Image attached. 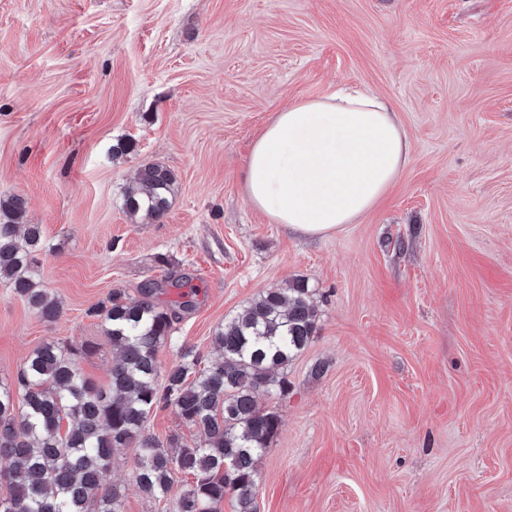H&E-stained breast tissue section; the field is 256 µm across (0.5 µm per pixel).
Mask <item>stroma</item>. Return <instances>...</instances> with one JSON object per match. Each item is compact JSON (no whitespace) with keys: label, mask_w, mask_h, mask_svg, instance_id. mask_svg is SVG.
Masks as SVG:
<instances>
[{"label":"stroma","mask_w":512,"mask_h":512,"mask_svg":"<svg viewBox=\"0 0 512 512\" xmlns=\"http://www.w3.org/2000/svg\"><path fill=\"white\" fill-rule=\"evenodd\" d=\"M357 86L389 100L410 161L358 223L297 238L251 208L254 140L282 107ZM133 152L113 158L117 142ZM157 162L177 178L160 221L123 192ZM59 248L40 254L61 313L42 321L0 281V380L44 342L115 351L87 310L120 288L189 275L176 342L301 279L316 329L262 398L281 417L258 464V512H512V0H0V196ZM403 239L404 250L393 247ZM160 441L199 440L173 408ZM116 450L121 512H177Z\"/></svg>","instance_id":"stroma-1"}]
</instances>
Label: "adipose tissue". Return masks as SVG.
Here are the masks:
<instances>
[{"instance_id":"1","label":"adipose tissue","mask_w":512,"mask_h":512,"mask_svg":"<svg viewBox=\"0 0 512 512\" xmlns=\"http://www.w3.org/2000/svg\"><path fill=\"white\" fill-rule=\"evenodd\" d=\"M411 150L384 98L361 91L302 98L277 112L254 141L245 198L292 235L332 234L374 208Z\"/></svg>"}]
</instances>
